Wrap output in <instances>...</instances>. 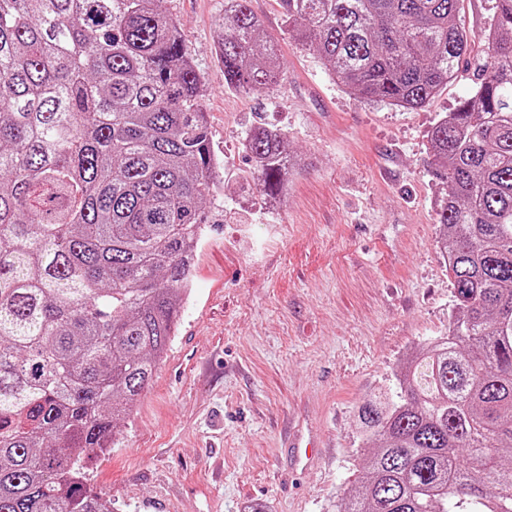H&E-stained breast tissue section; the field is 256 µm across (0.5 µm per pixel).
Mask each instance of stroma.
I'll use <instances>...</instances> for the list:
<instances>
[{
	"mask_svg": "<svg viewBox=\"0 0 512 512\" xmlns=\"http://www.w3.org/2000/svg\"><path fill=\"white\" fill-rule=\"evenodd\" d=\"M201 70L224 189L165 357L111 448L86 471L112 512H335L363 476L358 411L455 309L430 174L429 132L478 81L475 55L423 108L361 102L286 34L279 0H251L276 44L270 91H226L224 0H165ZM281 129L308 167L266 208L239 145ZM322 437L293 472L289 428Z\"/></svg>",
	"mask_w": 512,
	"mask_h": 512,
	"instance_id": "obj_1",
	"label": "stroma"
}]
</instances>
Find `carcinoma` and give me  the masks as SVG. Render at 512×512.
<instances>
[{
	"label": "carcinoma",
	"mask_w": 512,
	"mask_h": 512,
	"mask_svg": "<svg viewBox=\"0 0 512 512\" xmlns=\"http://www.w3.org/2000/svg\"><path fill=\"white\" fill-rule=\"evenodd\" d=\"M224 89L280 75L231 0ZM460 0H279L288 32L354 97L424 106L471 44L481 78L430 131L448 333L400 393L359 410L375 445L336 512H512V0L488 35ZM204 76L163 0H0V512H112L87 489L167 351L221 166ZM263 192L305 163L286 134L247 135Z\"/></svg>",
	"instance_id": "obj_1"
}]
</instances>
